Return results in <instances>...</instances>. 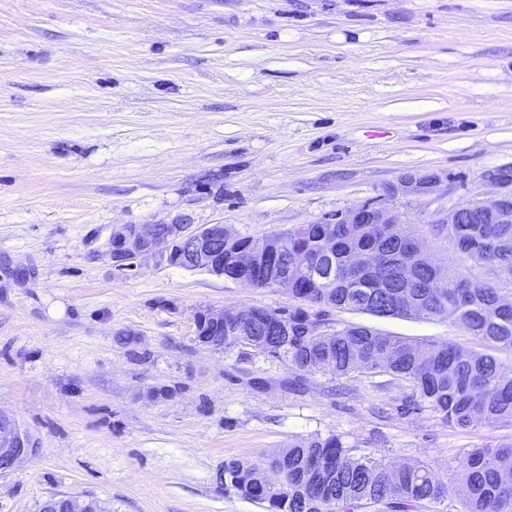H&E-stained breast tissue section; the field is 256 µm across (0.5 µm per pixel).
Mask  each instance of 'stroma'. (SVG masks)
Listing matches in <instances>:
<instances>
[{"label":"stroma","mask_w":512,"mask_h":512,"mask_svg":"<svg viewBox=\"0 0 512 512\" xmlns=\"http://www.w3.org/2000/svg\"><path fill=\"white\" fill-rule=\"evenodd\" d=\"M512 166V0H0V411L36 452L0 474V512L55 493L111 512H264L231 458L297 438L429 466L512 444L460 428L391 375L334 380L197 340L204 308L281 310L283 288L110 255L120 224H223L261 238L378 196L400 199L436 266V224ZM422 345L482 344L435 317L329 310Z\"/></svg>","instance_id":"35a3bbf8"}]
</instances>
